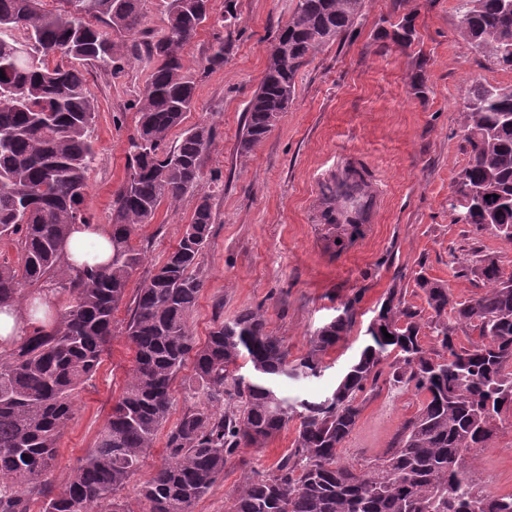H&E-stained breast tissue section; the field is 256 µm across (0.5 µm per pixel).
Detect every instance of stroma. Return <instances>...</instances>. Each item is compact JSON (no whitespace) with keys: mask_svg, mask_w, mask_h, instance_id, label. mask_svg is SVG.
Wrapping results in <instances>:
<instances>
[{"mask_svg":"<svg viewBox=\"0 0 512 512\" xmlns=\"http://www.w3.org/2000/svg\"><path fill=\"white\" fill-rule=\"evenodd\" d=\"M237 20L221 28L225 0H210V16L187 48L195 62V106L183 128L212 127L214 139L201 159V185L210 191L216 215L202 259L205 287L190 316L196 343L220 321L262 307L267 327L283 337L292 356L303 355L309 338L357 299L356 324L344 343L324 358L321 377L292 381L290 396L317 399L359 351L364 331L389 288L414 289L418 276L446 281L459 299L480 294L482 281L466 247L472 235L448 207L453 179L468 162L460 131L463 93L472 81L512 84V71L490 64L458 35L459 0H405L415 13L418 38L411 46L382 47L381 18L394 14L393 0H367L352 30L323 46L299 73L296 95L273 131L248 155L238 135L245 108L266 68L276 30L289 19L295 0H235ZM164 0H142L143 30L129 38L121 71L81 63L96 107L92 140L95 161L88 174L82 217L111 225L112 198L123 183L130 139L139 120L138 101L150 67L147 41L163 25ZM230 36L223 65L201 68L216 37ZM423 73L417 96L409 75ZM365 174L378 208L371 222L327 223L326 195L346 168ZM197 203L195 194L162 205L152 223L132 237L145 261L131 276L113 313L114 335L92 377L74 398V414L58 440L47 478L60 487L76 460L93 448L108 422L130 370L135 349L124 333L133 299L155 263L176 246ZM192 364H185L172 390L174 404L155 446L121 491L135 512L139 491L166 458V443L184 411L193 407ZM422 395L378 383L343 445L352 464L376 460L396 445L402 424L420 408ZM294 427L263 448H243L198 501L194 512H224V500L252 472L267 473L290 450ZM466 463L476 487L489 495L512 492V428Z\"/></svg>","mask_w":512,"mask_h":512,"instance_id":"1","label":"stroma"}]
</instances>
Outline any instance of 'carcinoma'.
Returning a JSON list of instances; mask_svg holds the SVG:
<instances>
[{
  "label": "carcinoma",
  "instance_id": "1",
  "mask_svg": "<svg viewBox=\"0 0 512 512\" xmlns=\"http://www.w3.org/2000/svg\"><path fill=\"white\" fill-rule=\"evenodd\" d=\"M0 0V241L17 246V261L0 262V308L53 286L70 295L53 326L0 351V512H130L118 493L138 470L167 420L172 384L187 359L206 402L188 409L167 441V458L139 492L138 512H194L240 448H263L296 419L293 448L268 474L246 476L224 512H512V494L475 489L464 460L512 418V274L476 244L486 291L466 301L448 283L420 276L426 306L390 288L367 326L359 354L321 399H292L288 379L319 378L323 358L350 335L354 302L290 358L284 339L267 330L261 308L217 323L204 344L193 340L189 316L205 280L200 273L215 216L210 195L199 194L177 245L144 279L126 335L135 365L96 444L71 468L58 491L45 477L54 448L73 414L74 396L96 371L112 338V314L143 262L131 245L135 231L161 204L180 201L201 184L200 160L212 129L199 124L169 144V135L194 106V78L186 48L209 18V0H167L164 26L147 44L150 75L139 99L130 162L112 201V256L81 276L65 265L63 243L82 221L88 172L95 153V105L71 61L116 63L126 40L142 26L141 0ZM512 0H460L459 34L488 61L512 70L499 40L512 37ZM365 0H296L275 39L262 81L246 106L238 140L246 155L288 110L296 77L323 45L353 26ZM112 29V38L98 24ZM417 37L415 17L397 16L382 38L405 47ZM59 56L53 62L51 57ZM460 130L469 160L454 177L450 208L456 224L480 232L512 229V85H468ZM364 182L351 171L329 190L326 219L357 224ZM386 331H381V328ZM393 335L392 339L385 334ZM467 340L460 341V336ZM249 367L248 374L240 369ZM389 367L388 382L424 397L402 426L398 446L378 462L342 460L347 437L363 411L367 387ZM234 392L227 393L228 382ZM234 397L217 414L210 405Z\"/></svg>",
  "mask_w": 512,
  "mask_h": 512
}]
</instances>
